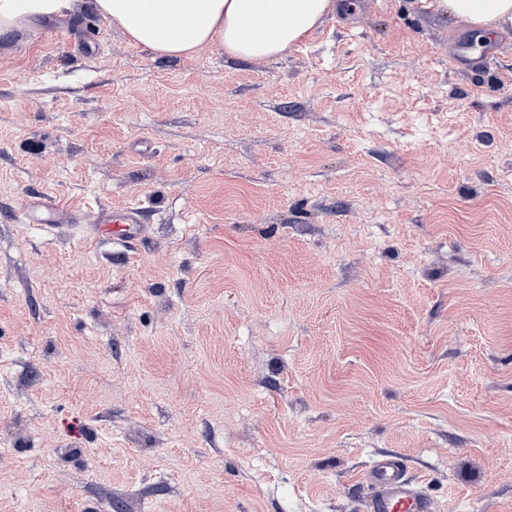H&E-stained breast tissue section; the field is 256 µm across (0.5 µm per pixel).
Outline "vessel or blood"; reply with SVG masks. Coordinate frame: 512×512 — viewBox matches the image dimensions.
Wrapping results in <instances>:
<instances>
[{
  "instance_id": "vessel-or-blood-1",
  "label": "vessel or blood",
  "mask_w": 512,
  "mask_h": 512,
  "mask_svg": "<svg viewBox=\"0 0 512 512\" xmlns=\"http://www.w3.org/2000/svg\"><path fill=\"white\" fill-rule=\"evenodd\" d=\"M17 218L25 224H44L57 230L75 221L72 207L41 198L25 200ZM92 229L94 237H109L126 245L142 239L147 226L141 209L129 208L116 214L98 211ZM361 481L373 490L366 512H435L433 502L421 496L408 480L398 456L385 455L374 461Z\"/></svg>"
}]
</instances>
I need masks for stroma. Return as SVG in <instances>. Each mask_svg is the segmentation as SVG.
<instances>
[{"label":"stroma","mask_w":512,"mask_h":512,"mask_svg":"<svg viewBox=\"0 0 512 512\" xmlns=\"http://www.w3.org/2000/svg\"><path fill=\"white\" fill-rule=\"evenodd\" d=\"M357 2L255 62L87 0L0 45V512H365L385 454L512 512V48ZM16 216L24 224H47L57 230L65 229L75 222L72 207L41 198L25 200ZM92 229L93 240L110 237L112 241L126 245L142 239L147 225L140 208H129L116 214L100 210Z\"/></svg>","instance_id":"1"}]
</instances>
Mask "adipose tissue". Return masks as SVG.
Wrapping results in <instances>:
<instances>
[{
    "label": "adipose tissue",
    "mask_w": 512,
    "mask_h": 512,
    "mask_svg": "<svg viewBox=\"0 0 512 512\" xmlns=\"http://www.w3.org/2000/svg\"><path fill=\"white\" fill-rule=\"evenodd\" d=\"M75 0H0V42L64 16ZM477 41L512 31V0H433ZM136 46L166 59L216 48L243 61L283 56L306 39L332 0H91Z\"/></svg>",
    "instance_id": "1"
}]
</instances>
